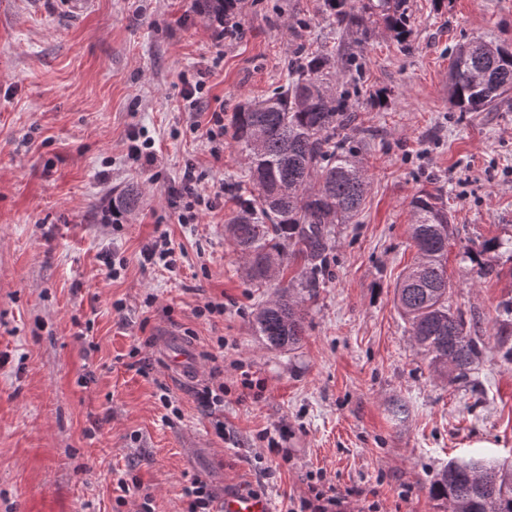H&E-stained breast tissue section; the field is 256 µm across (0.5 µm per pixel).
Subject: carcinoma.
<instances>
[{"mask_svg":"<svg viewBox=\"0 0 512 512\" xmlns=\"http://www.w3.org/2000/svg\"><path fill=\"white\" fill-rule=\"evenodd\" d=\"M339 21L367 34L366 17L383 18L395 37L409 30L405 0H329ZM331 63L310 52L288 68V84L272 97L241 106L234 114L235 140L248 161L253 194L227 225L245 259L246 275L267 280L269 272L299 263L310 277L289 283L257 310L252 328L268 349L293 350L304 336L303 294L315 297L316 276L325 272L330 225L360 212L369 187L359 151L349 141L356 116L329 88ZM512 91V50L473 40L455 48L448 99L459 112H490ZM138 193L116 197L112 214L131 212ZM411 238L416 261L394 290L397 308L409 325L414 347L450 383L465 384L482 355L476 325L452 311L446 269L450 229L438 198L428 194L412 203ZM497 347L512 362V298L498 306ZM448 512H512V459L452 460L431 487Z\"/></svg>","mask_w":512,"mask_h":512,"instance_id":"cac0c4a2","label":"carcinoma"}]
</instances>
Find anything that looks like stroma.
I'll list each match as a JSON object with an SVG mask.
<instances>
[{
    "instance_id": "1",
    "label": "stroma",
    "mask_w": 512,
    "mask_h": 512,
    "mask_svg": "<svg viewBox=\"0 0 512 512\" xmlns=\"http://www.w3.org/2000/svg\"><path fill=\"white\" fill-rule=\"evenodd\" d=\"M405 8L403 44L377 16L364 38L338 26L327 0H243L238 34L219 45L216 20L191 0H87L76 14L65 0H0V512H186L196 479L219 498H272L278 512L312 485L344 497L346 512H446L429 489L450 459L512 457V363L496 344L512 256L485 277L466 256L512 236V99L495 112L448 102L452 49L512 44V0ZM316 49L352 62L332 91L348 95L370 186L353 222L332 228L300 347L275 351L252 319L277 284L247 278L225 232L247 173L231 118ZM201 71L193 111L183 91ZM216 112L217 155L201 134ZM138 131L159 148L153 169L128 155ZM190 163L214 201L182 224ZM130 185L138 207L104 223ZM427 192L453 226L450 303L485 343L465 385L429 369L394 304L416 257L412 201ZM162 234L167 270L142 256ZM109 257L125 262L118 276ZM211 301L223 315L197 316ZM165 327L193 346L196 379L169 373ZM246 374L260 391L243 389ZM217 384L214 411L199 395ZM283 428L272 454L264 435Z\"/></svg>"
}]
</instances>
